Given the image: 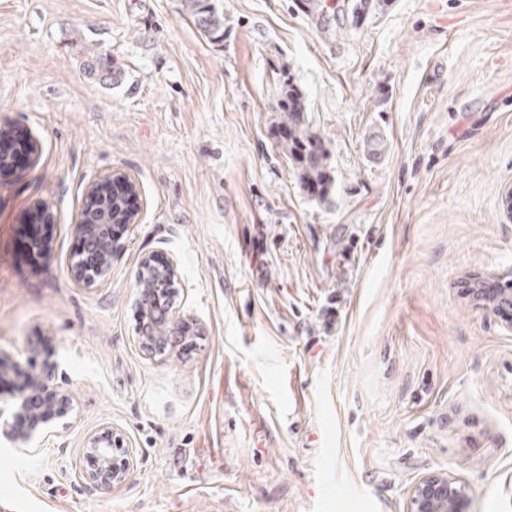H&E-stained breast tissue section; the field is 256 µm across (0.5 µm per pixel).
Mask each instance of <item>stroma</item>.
Returning a JSON list of instances; mask_svg holds the SVG:
<instances>
[{"mask_svg": "<svg viewBox=\"0 0 512 512\" xmlns=\"http://www.w3.org/2000/svg\"><path fill=\"white\" fill-rule=\"evenodd\" d=\"M323 2L218 0L213 44L182 0H0V121L39 144L0 175V356L69 397L37 449L0 437V512H408L431 473L463 512H512V320L471 293L512 280V0ZM94 51L122 84L86 74ZM286 76L329 150L321 197L276 135ZM113 171L143 214L85 288L73 223ZM152 252L194 323L155 358ZM106 422L137 450L112 490L86 477ZM179 280L174 257L152 253L142 259L135 284L140 319L139 322L137 313L138 340L152 358L171 352L186 336L188 327L180 319V304L176 300Z\"/></svg>", "mask_w": 512, "mask_h": 512, "instance_id": "stroma-1", "label": "stroma"}]
</instances>
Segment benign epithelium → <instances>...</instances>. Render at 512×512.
I'll return each instance as SVG.
<instances>
[{
    "label": "benign epithelium",
    "mask_w": 512,
    "mask_h": 512,
    "mask_svg": "<svg viewBox=\"0 0 512 512\" xmlns=\"http://www.w3.org/2000/svg\"><path fill=\"white\" fill-rule=\"evenodd\" d=\"M37 154V144L27 131L10 123L0 125L1 164L26 170L36 164ZM111 224L112 212L102 207L96 223L88 224L80 219L74 225L75 234L89 238V249L95 258L93 267L84 264L81 258L73 264L75 279L83 286H94L112 267L115 245L109 233ZM178 284L175 258L152 253L142 259L135 284L140 319L138 340L152 358L170 352L188 330L179 316ZM18 395L23 399L22 407L13 411L10 420L4 417L6 408H1L0 425L6 438L25 448L44 434L45 422L27 408L31 397L29 386L18 385ZM85 448L98 461L97 468L88 473L89 481L98 488L122 486L136 466V449L128 443L123 430L110 422L87 437ZM464 494V488L450 477L427 474L411 489L410 512H462Z\"/></svg>",
    "instance_id": "1"
}]
</instances>
